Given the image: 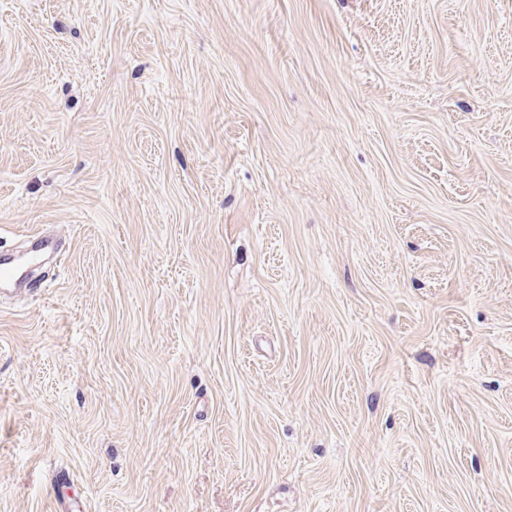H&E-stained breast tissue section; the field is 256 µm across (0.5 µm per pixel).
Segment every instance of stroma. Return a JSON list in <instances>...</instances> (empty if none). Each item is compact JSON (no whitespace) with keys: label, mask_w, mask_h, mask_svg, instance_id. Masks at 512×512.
<instances>
[{"label":"stroma","mask_w":512,"mask_h":512,"mask_svg":"<svg viewBox=\"0 0 512 512\" xmlns=\"http://www.w3.org/2000/svg\"><path fill=\"white\" fill-rule=\"evenodd\" d=\"M0 512H512V0H0Z\"/></svg>","instance_id":"35a3bbf8"}]
</instances>
